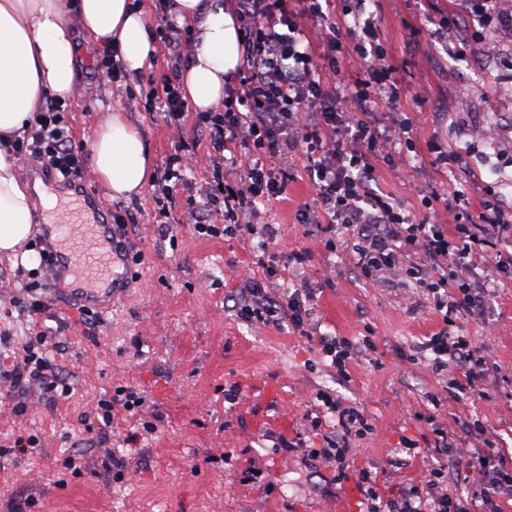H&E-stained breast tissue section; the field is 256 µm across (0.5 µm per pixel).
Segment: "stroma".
Segmentation results:
<instances>
[{
  "label": "stroma",
  "instance_id": "35a3bbf8",
  "mask_svg": "<svg viewBox=\"0 0 512 512\" xmlns=\"http://www.w3.org/2000/svg\"><path fill=\"white\" fill-rule=\"evenodd\" d=\"M377 28L374 43L398 87L399 112L417 121L412 139L396 142L378 163L385 193L418 220L444 215L453 195L468 200L470 219L500 194L496 179L512 178V84L491 75L482 45L495 32L496 14L484 0H368ZM82 95L63 103L67 129L76 144L89 146L108 107H121L163 170L179 138L150 115L152 104L130 78L133 95L118 93L95 70L101 45L74 33ZM498 121L497 141L472 143L477 119ZM468 150L470 170L460 172L450 156ZM194 169L178 172L176 203L170 211L173 234L159 235L143 221L153 209L154 184L141 194L109 202L110 216H122L124 238L143 255L126 268L129 292L102 315L98 325L54 288L52 279L0 260V280L11 289L36 284L47 303L39 315L50 333L49 357L70 392L60 395L35 387L0 383V512H336L351 495L350 512H361L363 493L354 480L337 479L332 468L313 460L322 439L308 431L305 416L315 393L327 391L362 409L376 426L362 440L354 465L377 476L375 489L392 496L417 485L429 445V414L448 429L476 421L506 457H512V271L492 274L494 297L489 320L459 314L455 333L471 337L495 362L483 396L444 399L443 381L419 352L438 332L442 318L423 288L411 280L371 284L357 268L329 252L325 239L298 214L314 193L306 158L288 160V198L257 205V219L280 227L278 248L305 250L307 262L289 268L279 262L277 287L309 282L316 339L241 319L234 306L246 286L245 273L261 256L259 239L241 242L199 236L184 211L210 169L204 147H197ZM370 338L373 351L352 363L349 377L330 368L317 339ZM237 385V403L224 400V388ZM141 392L140 417L121 411L103 426L98 403L117 388ZM28 406L15 412L16 403ZM272 424L256 429L257 416ZM152 421L154 432L127 437L136 419ZM303 435L306 445L279 450L281 437ZM36 447L17 448V437ZM421 441L413 458L399 449L402 437ZM128 461L124 472L108 468L109 454Z\"/></svg>",
  "mask_w": 512,
  "mask_h": 512
}]
</instances>
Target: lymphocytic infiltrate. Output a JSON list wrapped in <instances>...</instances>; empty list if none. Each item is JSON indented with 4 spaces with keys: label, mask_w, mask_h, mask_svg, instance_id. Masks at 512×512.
Here are the masks:
<instances>
[{
    "label": "lymphocytic infiltrate",
    "mask_w": 512,
    "mask_h": 512,
    "mask_svg": "<svg viewBox=\"0 0 512 512\" xmlns=\"http://www.w3.org/2000/svg\"><path fill=\"white\" fill-rule=\"evenodd\" d=\"M235 5L243 23L237 83L222 108L197 113L195 122L207 135L212 167L204 194L220 208L203 216L187 206V220L203 236H258L276 244L274 225L255 224L254 204L286 194L288 155L302 150L316 201L315 207L301 211L303 223L345 235L347 254L370 282L409 277L425 288L445 324L427 343L433 354L428 366L445 376L450 396L476 392L487 362L469 337L451 335L447 327L460 311L486 317L488 289L472 271L512 267V206L489 207L479 223L448 230L439 221H418L381 192L377 162L388 155L391 136L377 124L374 110L394 106L397 91L378 54L366 48L365 39L375 30L372 20H364L358 29L337 25L334 0H235ZM307 18L321 26L317 40H310L303 26ZM344 45L359 60L350 87L337 83L335 72L317 63L321 57L335 62ZM153 100L166 125L185 133L188 104L179 86L165 83ZM13 150L20 160L36 157L45 169L64 177H81L86 171L57 105L50 101L33 117L27 137L15 139ZM276 259L272 252L258 260L264 279L253 283L237 312L265 324L288 323L299 336L310 337L311 287L303 284L277 294L266 289L277 275ZM46 343L45 331L35 332L22 362L0 370V377L56 391L62 380ZM316 399L323 413L334 415L337 428L322 433L321 416L312 417L311 428L321 432L323 445L311 454L334 468L339 479L356 478L364 489L365 512H502L503 503L512 501V470L480 424H465L464 435L476 441L475 447L466 448L462 435L449 432L434 415L428 418L434 461L421 484L389 499L381 497L372 486L371 471L353 467L355 444L373 434V423L361 409L330 393H317ZM452 474L478 485L474 499L449 496Z\"/></svg>",
    "instance_id": "obj_1"
}]
</instances>
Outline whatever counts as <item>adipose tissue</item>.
Returning a JSON list of instances; mask_svg holds the SVG:
<instances>
[{"label": "adipose tissue", "instance_id": "adipose-tissue-1", "mask_svg": "<svg viewBox=\"0 0 512 512\" xmlns=\"http://www.w3.org/2000/svg\"><path fill=\"white\" fill-rule=\"evenodd\" d=\"M170 12L196 33L181 73L187 103L211 112L224 100V84L241 61L239 26L217 0H171ZM99 44L117 45L128 72L149 67L155 47L144 11L133 0H0V257L30 266L37 257L27 243L36 214L10 142L50 95H78L72 28ZM92 170L112 197L139 194L153 162L138 130L121 111L109 112L90 144Z\"/></svg>", "mask_w": 512, "mask_h": 512}]
</instances>
